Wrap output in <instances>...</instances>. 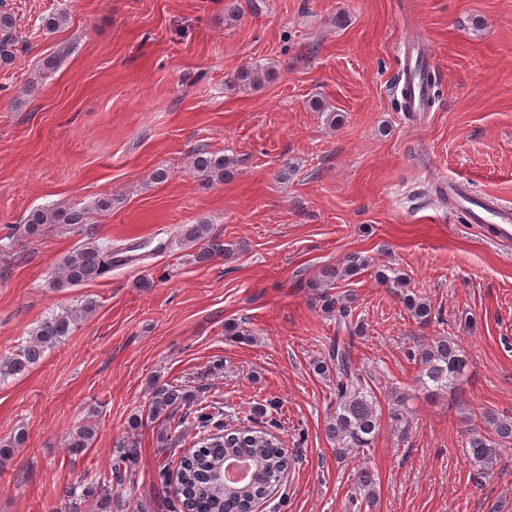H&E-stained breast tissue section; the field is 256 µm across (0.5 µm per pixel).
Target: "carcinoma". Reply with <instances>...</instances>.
Wrapping results in <instances>:
<instances>
[{"mask_svg":"<svg viewBox=\"0 0 512 512\" xmlns=\"http://www.w3.org/2000/svg\"><path fill=\"white\" fill-rule=\"evenodd\" d=\"M19 43L17 18L13 9L0 8V69L10 67L15 59ZM423 87L419 109L432 108L439 97V81L426 65L419 63L415 69ZM276 70L271 63L254 62L234 72L229 86L240 91L258 90L271 82ZM230 162L224 156L199 148L192 155L193 171L208 183L222 182L230 176ZM114 199L105 196L92 207L82 209L38 208L29 213L22 225L28 236L40 234L47 224H86L90 214H104L112 210ZM180 244L195 248L194 258L203 263L224 253V243L211 236L210 224L200 220L186 224L179 231ZM121 250L112 244H103L94 237L69 252L59 264V275L52 286H79L99 279L116 265ZM369 266V260L359 254L348 256L343 269L327 267L309 287L320 288L324 309L336 313V336L325 359L314 363V371L320 375L332 374L334 379L333 405L327 432L336 441V452L343 457L360 448H368L374 442L381 426L378 397L369 385L365 371L353 356L354 345L362 338L363 327L352 321L347 303L333 297L327 288L339 277L355 276ZM376 280L402 288V302L409 315L418 323H429L432 319L431 304L421 296L405 290L406 280L395 270L379 269ZM96 301L87 299L80 308L65 307L40 321L28 332L25 344L10 356L0 358V382L28 372L38 365L47 350L57 346L73 331L81 318L96 310ZM224 335L239 341H248L252 333L244 322L224 324ZM420 369V381L432 392L457 388L465 376L468 360L460 346L451 337H438L414 354ZM404 395L396 397V406L388 413L395 428L406 435L409 430V407ZM224 412L214 404L197 405L192 396L178 386H157L153 390L147 419L171 421L181 428L188 424L197 429L187 451L180 456L175 471V489L166 500L167 512H251L281 485L284 475L295 459L273 431L243 429L228 430L222 421ZM480 419L487 429L475 426L466 445V455L479 479L490 476L503 452L512 445V418L500 419L486 412ZM94 436V426L88 422L78 427L71 436L70 447L82 449ZM24 439L18 431L13 438L0 443V465L11 461L15 449ZM245 457L251 462V475L240 485L223 484L217 471L224 468L225 461ZM136 453L134 443L124 440L118 444L116 457L110 473L97 479L94 486L97 507L100 512H112V493L123 486L128 471L134 465ZM357 489L368 504L376 500L375 481L367 469L358 471Z\"/></svg>","mask_w":512,"mask_h":512,"instance_id":"obj_1","label":"carcinoma"}]
</instances>
